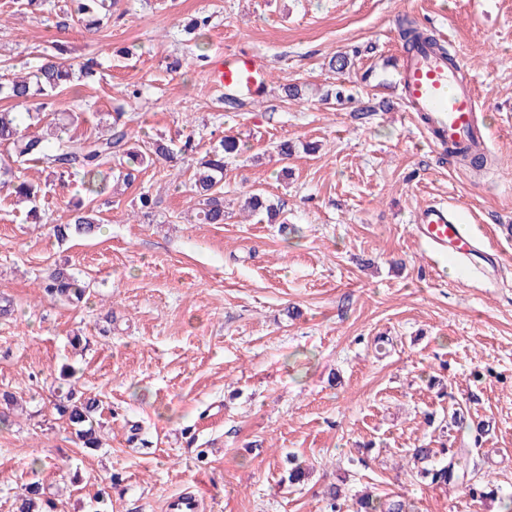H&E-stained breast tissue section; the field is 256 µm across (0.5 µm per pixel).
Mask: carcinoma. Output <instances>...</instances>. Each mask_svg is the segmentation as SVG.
Masks as SVG:
<instances>
[{
    "mask_svg": "<svg viewBox=\"0 0 512 512\" xmlns=\"http://www.w3.org/2000/svg\"><path fill=\"white\" fill-rule=\"evenodd\" d=\"M114 0H71L76 20L81 22L89 33L100 30L103 21L110 17ZM398 36L402 46L411 50L425 43L437 47L448 63L455 64L450 50L426 28L405 18L399 23ZM67 49L62 44L55 45V53L45 55L39 65L19 76L15 73L0 75V98L16 104L31 103L35 112L28 113L29 119L40 124L49 118L52 100L60 92L88 83L98 75V62L91 57L75 69L63 60ZM124 113L117 110L107 113L101 130L85 137L67 135V127L75 123L78 113L68 112L65 116L54 118L49 123L53 129L52 138L29 132V127L21 125L16 113L0 110V147L8 154L0 157V185L9 189L16 202L27 207L26 218L39 221L42 196L46 195L44 184L34 183L16 174L14 164L21 161H34L48 172V175L63 176L74 170L83 175L82 191L85 197L72 202L73 223L53 226L55 236L65 239L76 232L90 236L99 229L101 219L99 211L93 206L97 197L108 189L102 167L110 160L119 162L118 178L130 185L139 173L159 160L169 161L175 155H186L196 150L197 145L191 137H186L180 145L160 137L149 142L146 150L131 146L132 136L126 123L122 122ZM236 139L225 137L213 147L200 161L199 172L195 173L192 191L197 198L195 222L199 224L224 223V155L238 152ZM45 295L64 303L80 302L85 297L87 286L76 274L65 268H54L40 283ZM60 379L68 389L56 403L58 414L68 418L76 426L77 437L83 447L94 450L100 447L97 433L85 423L99 410V402L91 397L78 395L76 383L72 381V372L66 367L60 369ZM450 426L460 430L467 429L474 434V442L486 433L485 423L467 421L464 413L455 410L450 415ZM469 448H427L420 446L409 453L408 464L416 474L437 486L456 485L470 496L494 494L485 492L473 484L474 475L468 470ZM18 512H57V505L43 499L40 483L29 484L26 494L21 498ZM327 512H406V504L399 498H387L380 502L370 494H361L352 499V503L342 496L341 490L332 488L328 492Z\"/></svg>",
    "mask_w": 512,
    "mask_h": 512,
    "instance_id": "carcinoma-1",
    "label": "carcinoma"
}]
</instances>
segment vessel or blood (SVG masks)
<instances>
[{
  "instance_id": "b4317fda",
  "label": "vessel or blood",
  "mask_w": 512,
  "mask_h": 512,
  "mask_svg": "<svg viewBox=\"0 0 512 512\" xmlns=\"http://www.w3.org/2000/svg\"><path fill=\"white\" fill-rule=\"evenodd\" d=\"M400 97L416 113L428 142L457 151L490 150L492 133L478 122V101L463 76L462 64L422 46L404 54L399 69ZM209 77L228 96L254 97L262 93L266 73L254 57L227 53L213 62ZM415 234L431 252L448 255L464 270H474L473 258L482 255L499 268L500 256L480 224L460 223L454 205L431 203L415 216Z\"/></svg>"
}]
</instances>
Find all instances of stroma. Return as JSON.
Returning a JSON list of instances; mask_svg holds the SVG:
<instances>
[{
  "label": "stroma",
  "mask_w": 512,
  "mask_h": 512,
  "mask_svg": "<svg viewBox=\"0 0 512 512\" xmlns=\"http://www.w3.org/2000/svg\"><path fill=\"white\" fill-rule=\"evenodd\" d=\"M22 2L0 0V62L59 42L71 64H100L98 82L54 99L56 112H86L72 135L96 133L120 104L133 138L190 135L198 148L110 195L91 237L52 232L71 219L80 175L54 181L40 224L0 190V393L21 405L0 424V512H16L35 480L59 512H169L178 495L197 497L198 512H326L336 483L402 496L411 512H504L512 237L486 280L430 260L412 226L438 201L464 224L512 225V0H119L90 38ZM202 16L200 48L185 28ZM404 16L463 58L495 165H458L413 125L394 83ZM235 51L268 82L232 108L208 69ZM339 53L353 57L343 71L330 66ZM225 136L242 152L225 160L224 221L189 223L196 156ZM146 190L156 204L141 214ZM254 191L280 207L279 223L244 211ZM59 265L88 283L84 303L39 289ZM66 363L102 409L91 452L53 408ZM456 404L488 423L481 444L449 428ZM446 443L472 449L495 495L412 476L408 449ZM288 453L309 470L295 487Z\"/></svg>",
  "instance_id": "35a3bbf8"
}]
</instances>
